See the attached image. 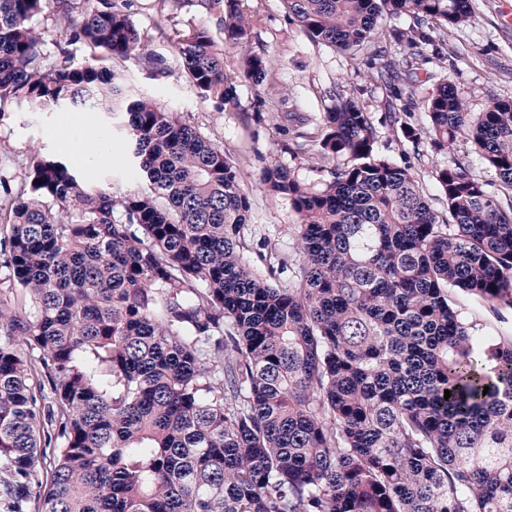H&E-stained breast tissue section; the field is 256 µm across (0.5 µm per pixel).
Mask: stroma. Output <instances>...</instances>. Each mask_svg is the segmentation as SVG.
I'll return each mask as SVG.
<instances>
[{"mask_svg": "<svg viewBox=\"0 0 512 512\" xmlns=\"http://www.w3.org/2000/svg\"><path fill=\"white\" fill-rule=\"evenodd\" d=\"M119 7L144 34L145 49L156 58L148 65L138 58L116 59L110 64L135 91L153 98L183 123L211 139L238 167V178L250 197L249 235L255 244L280 254L297 251L294 226L297 218L286 198L269 195L260 176L265 167H291L306 184L321 186L324 178L317 155L291 158L286 147L296 133H317L321 117L336 96L353 99L367 112L377 131V148L399 166L409 168L436 212L446 202L432 173L446 165L448 154L424 144L413 148L399 126L387 115L401 110L383 83L374 81L377 68L396 59L393 28H405L410 17L381 26L377 44L382 56L349 55L314 42L288 14L285 0H240L239 6L251 24L249 43L227 41L219 11H206L194 0H116ZM475 15L463 28L449 32L448 57L429 59L416 74L418 98H425L440 78H448L468 103L470 111H483L489 99H512V0H473ZM204 20L217 46L224 51V71L234 78L235 100L221 106L201 99L186 77L175 41V20L185 15ZM247 53L266 56L271 62L269 79L255 87L237 81L240 58ZM284 92L279 109L264 106L270 92ZM122 115L60 111L38 115L26 103L11 104L0 118V175H7L13 193L25 187L29 159L36 151L50 152L82 163L87 143L108 137ZM112 140L110 152L102 153L97 167L84 168L83 175L96 179L99 170L112 171L120 189L139 185L127 166V147ZM454 300L485 336L512 333V312L494 314L475 298L462 292Z\"/></svg>", "mask_w": 512, "mask_h": 512, "instance_id": "1", "label": "stroma"}]
</instances>
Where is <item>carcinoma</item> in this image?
I'll list each match as a JSON object with an SVG mask.
<instances>
[{
	"label": "carcinoma",
	"mask_w": 512,
	"mask_h": 512,
	"mask_svg": "<svg viewBox=\"0 0 512 512\" xmlns=\"http://www.w3.org/2000/svg\"><path fill=\"white\" fill-rule=\"evenodd\" d=\"M287 2L315 42L372 56L379 25L411 17L390 76L407 118L418 62L472 17L470 0ZM200 6L249 42L238 0ZM48 15L98 64L62 48L45 65L33 20ZM177 25L200 97L232 101L209 28ZM143 50L114 0H0V113L124 112L146 182L115 193L40 151L27 192L0 177V268L17 285L0 295V512H512V335H481L450 295L512 310V202L451 156L439 215L338 97L291 149L326 162L321 188L262 171L297 217V258L260 253L262 272L224 150L105 66ZM269 68L250 54L240 79L259 87ZM422 107L420 129L390 117L413 148L471 142L512 199V99L471 112L444 78Z\"/></svg>",
	"instance_id": "1"
}]
</instances>
